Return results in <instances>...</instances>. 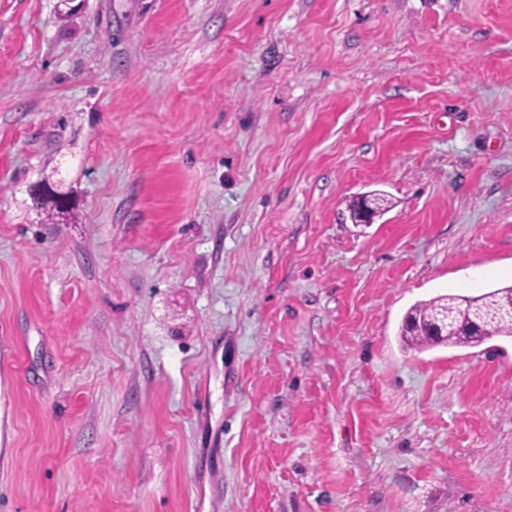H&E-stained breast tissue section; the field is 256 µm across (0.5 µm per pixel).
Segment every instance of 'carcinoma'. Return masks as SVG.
<instances>
[{"mask_svg":"<svg viewBox=\"0 0 512 512\" xmlns=\"http://www.w3.org/2000/svg\"><path fill=\"white\" fill-rule=\"evenodd\" d=\"M356 223L386 210L379 194L366 195L348 205ZM448 313V326L439 332L434 324ZM496 337L512 338V286L478 295L448 293L413 305L406 313L400 340L407 350L424 352L437 347H474Z\"/></svg>","mask_w":512,"mask_h":512,"instance_id":"cac0c4a2","label":"carcinoma"}]
</instances>
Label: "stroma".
<instances>
[{
	"label": "stroma",
	"mask_w": 512,
	"mask_h": 512,
	"mask_svg": "<svg viewBox=\"0 0 512 512\" xmlns=\"http://www.w3.org/2000/svg\"><path fill=\"white\" fill-rule=\"evenodd\" d=\"M510 285L512 0H0V512H512ZM386 208L385 199L377 193L353 199L348 205L350 218L356 224L361 223L366 216L376 217L384 214ZM446 310L448 326L434 332ZM496 337L512 338V286L418 302L406 313L400 329L404 348L418 353L437 347H474Z\"/></svg>",
	"instance_id": "obj_1"
}]
</instances>
